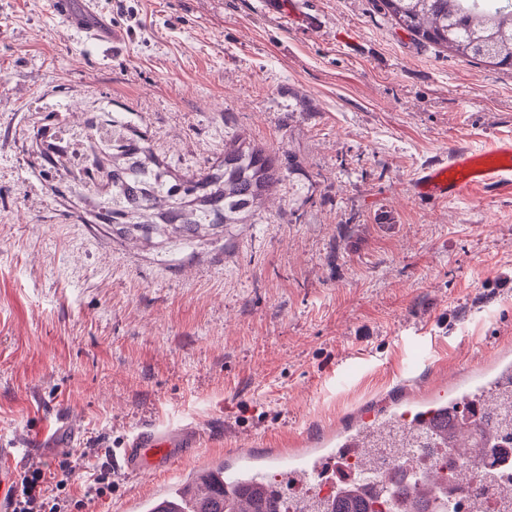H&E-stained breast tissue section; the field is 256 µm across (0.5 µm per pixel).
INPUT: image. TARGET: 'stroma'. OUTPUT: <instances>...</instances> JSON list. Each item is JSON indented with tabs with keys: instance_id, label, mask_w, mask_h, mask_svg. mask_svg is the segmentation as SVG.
<instances>
[{
	"instance_id": "35a3bbf8",
	"label": "stroma",
	"mask_w": 512,
	"mask_h": 512,
	"mask_svg": "<svg viewBox=\"0 0 512 512\" xmlns=\"http://www.w3.org/2000/svg\"><path fill=\"white\" fill-rule=\"evenodd\" d=\"M109 2L70 0L94 42L53 0H0V448L31 469L85 456L66 494L120 512L512 343V189L411 190L448 148L512 138V68L376 0ZM117 119L171 183L237 135L290 170L252 224H116L89 133ZM180 423L196 453L86 496L91 449Z\"/></svg>"
}]
</instances>
